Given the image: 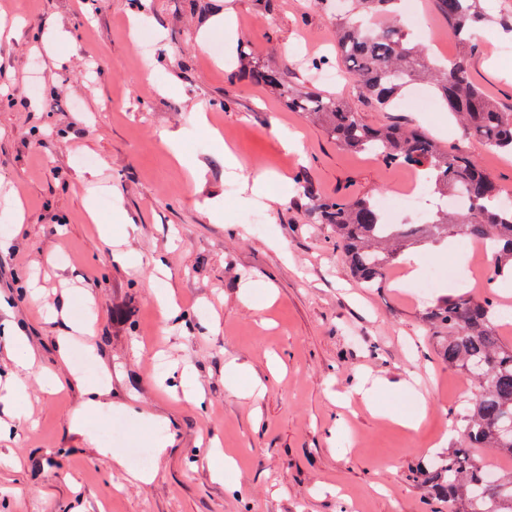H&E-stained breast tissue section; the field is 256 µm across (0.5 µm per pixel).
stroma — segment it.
Returning a JSON list of instances; mask_svg holds the SVG:
<instances>
[{"instance_id": "stroma-1", "label": "stroma", "mask_w": 512, "mask_h": 512, "mask_svg": "<svg viewBox=\"0 0 512 512\" xmlns=\"http://www.w3.org/2000/svg\"><path fill=\"white\" fill-rule=\"evenodd\" d=\"M147 18L156 46L150 71L137 65L131 16ZM0 321L23 325L37 354L27 390L0 422V512H448L418 479L455 447L470 387L449 368L425 322L427 308L458 296L459 279L437 275L448 257L420 246L417 279L400 283L402 259L383 287L351 274L328 225L315 223L297 188L306 177L323 198L381 197L407 170L339 148L320 123L288 110L267 87L235 76L224 51L247 45L252 65L348 101L363 123L419 127L460 148L512 195V157L465 131L446 108L412 102L376 111L358 98L336 46V5L311 0H0ZM467 57L473 78L512 112V33L486 23ZM206 39V51L197 48ZM327 60L331 81H313L307 63ZM205 106L209 125L193 111ZM176 131L185 157L204 171L193 181L162 136ZM244 167L229 172L220 142ZM267 174L253 197L252 161ZM92 169L116 197L85 212L78 171ZM23 206L15 229L10 193ZM220 198L219 215L208 210ZM123 223H115L116 208ZM125 237L142 263H113L97 224ZM136 225L125 234V225ZM37 282L39 299L25 293ZM173 288L180 319L164 321L154 294ZM93 322L101 363L69 373L112 388V407L83 419L80 388L52 392L39 367L54 365L59 327L47 307ZM192 366L204 407L168 392L175 370ZM385 380L375 400L400 414L430 395L427 421L409 431L363 405L343 407L354 378ZM161 437L173 444L152 452ZM218 438L238 466L236 487L195 462L199 439ZM150 449L147 466L115 471L94 445L126 455ZM151 474L150 483L137 480Z\"/></svg>"}]
</instances>
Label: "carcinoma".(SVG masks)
Here are the masks:
<instances>
[{"instance_id":"1","label":"carcinoma","mask_w":512,"mask_h":512,"mask_svg":"<svg viewBox=\"0 0 512 512\" xmlns=\"http://www.w3.org/2000/svg\"><path fill=\"white\" fill-rule=\"evenodd\" d=\"M448 25V35L468 54L477 52L478 32L491 20L481 0H432ZM399 0H351L336 21L337 44L347 73L359 93L378 111L388 112L409 83L426 79L442 103L462 120L469 134L486 146L512 155V113L502 112L471 76L464 59L430 68L397 21ZM253 82L278 92L288 109L322 119L344 150L377 155L385 166L423 170L433 190L463 195L467 208L441 209L426 224H385L370 197L317 198L299 177L301 192L313 200L312 213L336 235L350 269L368 288H379L405 243L468 236L488 243L494 257L493 276L512 268V197L503 195L460 149L448 150L417 128L370 127L350 104L313 90H300L288 73L274 68L248 70ZM495 295L450 298L427 312L426 321L440 339L449 367L471 382L459 446L448 458L420 476L436 483L448 512H512V472L493 479L472 454L482 448L512 458V345L496 334L491 314Z\"/></svg>"}]
</instances>
